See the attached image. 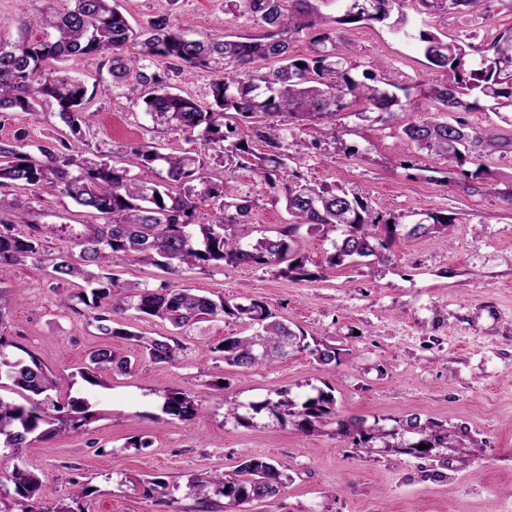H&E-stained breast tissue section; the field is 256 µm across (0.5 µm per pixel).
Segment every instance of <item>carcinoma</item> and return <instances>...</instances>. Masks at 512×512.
<instances>
[{
	"instance_id": "obj_1",
	"label": "carcinoma",
	"mask_w": 512,
	"mask_h": 512,
	"mask_svg": "<svg viewBox=\"0 0 512 512\" xmlns=\"http://www.w3.org/2000/svg\"><path fill=\"white\" fill-rule=\"evenodd\" d=\"M248 16L256 33L250 35H191L172 22L168 14L150 17L135 29L115 0H50L39 16L24 22L16 38L0 35V112H23L39 117L43 103L56 106V114L69 131V141L39 147L33 155L22 145L24 136L0 142V188L22 186L36 194L57 193L71 199L87 213L105 219L102 224H85L73 233L78 258L62 259L53 265L54 278L75 287L68 300L91 309L92 320L105 336L130 340L151 361L168 363L183 349L171 337L140 336L120 320L126 312L159 319L175 329L220 315L245 320L254 327L246 336H227L208 351L231 367L253 369L306 350L320 365L338 362V349L325 342L311 343L301 330L278 319L266 303L213 299L190 288H149L126 282L110 272L116 261H144L168 273L187 267L210 265L279 266L293 279L309 276L304 258L295 255L292 243L301 230L339 233L334 252L327 255L325 270L345 261L360 262L374 257L389 260L392 240L397 236L420 238L441 232L455 223L446 213H426L412 224H401L374 213L363 198L345 191L312 185L288 159L299 154L298 144H289L283 119L291 123L316 122L326 134L339 133L337 117H363L378 112L385 122L399 126L405 140L430 155L465 162L481 157L492 145L489 130H477L463 118L454 121L443 112H469L478 101L490 102L496 113L512 112V36L502 38L492 56L469 58L474 46L446 40L434 32L419 34L420 48L429 67L445 75L417 91L402 88L405 100L389 92L384 68L363 73L360 81L353 66L336 53V41L351 23H383L393 12L392 27L405 33L404 0H339L340 13L327 16L320 4L326 0H228ZM428 15L451 12L459 7L478 10L492 0H416ZM309 40L306 55L293 54V43ZM107 57V71L115 88L145 111L159 126L199 132L206 144L218 146L214 159H236L249 168L269 190L283 193L290 222L275 236H264L251 244L227 232L229 224H244L251 201L233 197L226 186L209 180L207 162L191 151L164 154L151 143L137 146L133 153L138 172L114 165L103 151L81 149L84 112L90 98L87 87L72 76L62 63L83 58ZM196 68L212 75L211 99L200 102L181 95L171 86L170 72ZM436 104L437 113L419 121L405 120L415 110L418 97ZM251 128L254 138L237 139L238 124ZM265 151L254 152L253 140ZM166 169V183L156 181L157 166ZM503 184L505 189L497 186ZM490 192H498L512 203V175L483 181ZM217 205L214 222H195L199 206ZM31 206L20 200L9 216L0 218V302L7 297V275L44 250L41 227L29 220ZM27 224L31 232L21 235L14 225ZM131 360L102 347L92 351L89 364L79 374L87 381L107 371H128ZM0 387L12 388L23 401L0 397V449L21 459L33 438L48 437L59 430L78 432L93 419L88 402L78 396L59 401L53 392L58 382L33 354L7 362L0 358ZM162 410L184 420L196 418L199 404L187 392L167 390ZM257 410H266L281 424L291 423L310 432L336 423V434L372 452L376 442L394 452L423 456L435 448H466L476 445L467 427L448 428L418 416H410L401 432L372 426L357 418H340L336 397L323 389L296 402L288 391L278 399L265 400ZM411 438H405V435ZM427 445L420 450L418 446ZM0 486L22 512H36L31 502L42 498L45 486L36 469L17 464L0 478ZM283 487V472L273 460L251 457L231 473L201 474L190 480L189 492L214 512L212 497H222L231 506L269 500Z\"/></svg>"
}]
</instances>
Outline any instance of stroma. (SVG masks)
I'll return each instance as SVG.
<instances>
[{
  "label": "stroma",
  "instance_id": "stroma-1",
  "mask_svg": "<svg viewBox=\"0 0 512 512\" xmlns=\"http://www.w3.org/2000/svg\"><path fill=\"white\" fill-rule=\"evenodd\" d=\"M132 26L157 13L195 33L250 34L252 21L226 0H118ZM410 38L392 34L388 24L348 26L336 44L339 56L362 75L380 61L389 80L417 86L437 74L418 47L416 35L439 32L482 49L512 35V0H494L490 11L468 9L431 16L406 0ZM91 96L84 138L122 166L136 161L134 147L150 142L164 153L213 149L195 133L153 123L112 85L103 58L71 65ZM39 120L24 113H0V142L23 135L25 149L64 137L54 105L43 104ZM465 120L493 129L497 144L484 165L512 173V112L495 114L480 102ZM343 133L323 136L317 125L297 126L289 141L304 143L291 165L310 183L362 196L369 206L407 223L411 215L446 212L448 231L422 238L396 237L391 260L344 263L333 275L323 264L335 232L301 235L293 248L306 259L310 278L296 280L273 267L218 266L171 274L139 261L114 268L121 279L151 288L188 287L213 298L264 301L308 338L336 345L339 361L318 365L305 351L270 366L240 371L206 353V346L250 329L233 317L204 321L177 331L164 322L128 316L135 332L176 336L183 349L169 363L142 356L137 345L108 339L95 327L91 311L67 301L45 263L27 262L10 272L17 287L0 313V335L11 345L9 359L33 354L73 395L84 397L96 418L85 430L37 439L26 463L38 470L47 494L42 512H201L188 483L202 472H231L250 456L279 464L284 485L275 498L242 505L241 512H512V204L471 189V163L446 160L404 142L397 126L378 118H342ZM208 174L231 193L251 200L248 242L282 229L284 204L264 192L256 174L232 162L211 164ZM30 201L40 225L95 224L69 199L0 188V209ZM109 344L129 357L130 371H113L89 383L78 371L91 351ZM332 389L345 417L394 428L411 415L448 427H468L474 448L434 449L425 457L386 450L369 453L336 434L335 425L304 432L280 424L251 404L276 398L287 389L300 396L312 388ZM190 392L201 415L185 421L163 413L165 390ZM240 406L241 419L226 414L227 400ZM146 440L143 448L135 440ZM160 476L164 492L146 497L143 479Z\"/></svg>",
  "mask_w": 512,
  "mask_h": 512
}]
</instances>
